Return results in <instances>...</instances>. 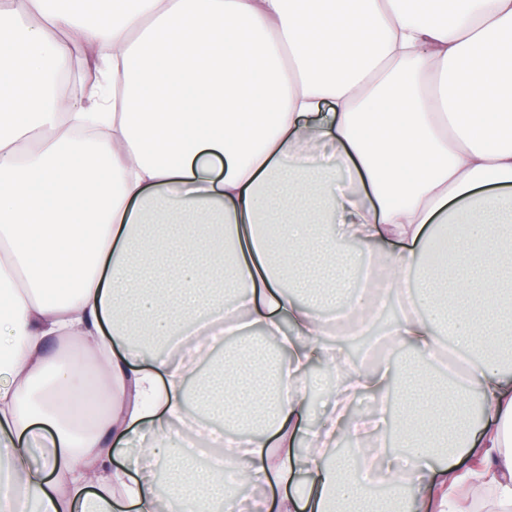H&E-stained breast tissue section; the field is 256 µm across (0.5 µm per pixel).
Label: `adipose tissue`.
<instances>
[{"label":"adipose tissue","instance_id":"1","mask_svg":"<svg viewBox=\"0 0 512 512\" xmlns=\"http://www.w3.org/2000/svg\"><path fill=\"white\" fill-rule=\"evenodd\" d=\"M340 240L391 244L388 335L423 359L449 337L463 382L322 344L294 273ZM226 316L280 360L194 406ZM506 352L512 0H109L90 23L0 0V512H157L163 469L169 512H237L230 487L294 473L277 512H445L476 482L512 503ZM317 356L336 398L300 448ZM354 398L392 410L355 420ZM191 417L234 451L206 495L175 464ZM374 431L405 448L370 463L380 498L331 452Z\"/></svg>","mask_w":512,"mask_h":512}]
</instances>
